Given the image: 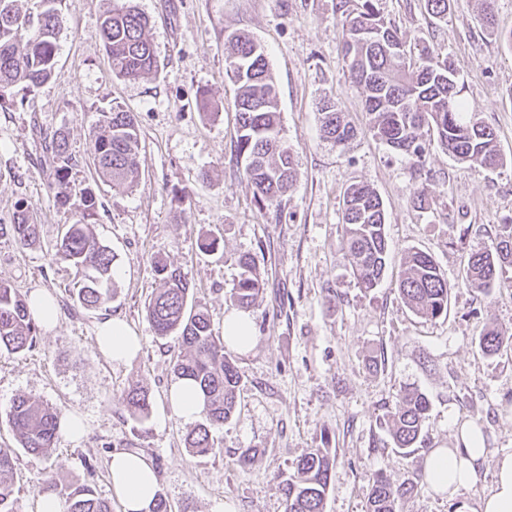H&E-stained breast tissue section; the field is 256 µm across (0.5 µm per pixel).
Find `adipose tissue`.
<instances>
[{
    "label": "adipose tissue",
    "mask_w": 512,
    "mask_h": 512,
    "mask_svg": "<svg viewBox=\"0 0 512 512\" xmlns=\"http://www.w3.org/2000/svg\"><path fill=\"white\" fill-rule=\"evenodd\" d=\"M102 354L112 363L122 364L141 347V339L123 320L103 321L96 332ZM461 443L452 448L432 449L425 458L426 480L438 493L458 497L481 480L486 462L494 464V483L476 505L461 504L457 512H512V452L489 457L476 425L463 426ZM112 491L122 502L124 512H151L158 493L159 479L153 465L129 451L113 452L110 461Z\"/></svg>",
    "instance_id": "obj_1"
}]
</instances>
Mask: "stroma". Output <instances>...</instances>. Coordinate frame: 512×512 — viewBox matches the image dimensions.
Returning <instances> with one entry per match:
<instances>
[{
  "instance_id": "stroma-1",
  "label": "stroma",
  "mask_w": 512,
  "mask_h": 512,
  "mask_svg": "<svg viewBox=\"0 0 512 512\" xmlns=\"http://www.w3.org/2000/svg\"><path fill=\"white\" fill-rule=\"evenodd\" d=\"M134 3L149 20L157 73L114 78L100 31L110 0H63L54 75L0 105V224L25 204L40 226L31 246L0 239V281L25 296L43 289L59 310L56 327L40 330L32 350L0 356V448L16 453L21 512H37L38 487L50 477L90 485L112 512H123L109 461L114 450L130 448L153 461L172 512H284L282 484L294 463L323 446L337 457L324 512H365L381 469L409 489L397 512H455L447 495L421 480L424 453H398L382 419L400 388L414 387L431 402L427 447H451L462 425L474 423L490 455L512 452V351L485 357L477 350L486 324L512 329V295L474 291L463 273L468 252L492 248L488 229L512 224V47L504 39L512 0H496L492 30L479 21L481 0H451L444 21L427 13L424 0L380 4L408 45L425 43L454 60L466 81L464 100L497 135L503 163L493 171L458 163L435 146L418 164L373 135L344 58L337 0ZM239 31L267 50L283 135L298 161L297 181L272 206L256 201L235 148L234 86L224 58L227 36ZM202 91L217 113L198 109ZM328 99L355 128L340 146L322 137L320 106ZM115 105L132 112L140 129L141 178L131 187L98 180L93 166V131ZM58 131L72 156L70 185L94 191L91 229L115 256L117 292L92 311L75 305L74 271L55 257L66 225L79 218L53 191L49 140ZM355 182L381 197L391 250L383 280L369 292L344 257L343 194ZM420 190L421 209L413 203ZM209 236L219 239L218 250L201 249ZM412 250L431 254L447 277V317L420 318L399 298L401 262ZM243 254L254 257L264 287L248 310L255 342L233 353L240 411L217 432V453L197 456L184 445L194 423L176 415L168 398L181 340L156 337L145 314L158 286L152 260L181 268L220 336ZM109 317L124 319L141 338L129 363L112 364L98 351L96 328ZM133 386L151 393L141 423L124 407ZM24 393L82 420V437L58 438L50 457L28 455L7 418ZM246 448L258 454L243 467Z\"/></svg>"
}]
</instances>
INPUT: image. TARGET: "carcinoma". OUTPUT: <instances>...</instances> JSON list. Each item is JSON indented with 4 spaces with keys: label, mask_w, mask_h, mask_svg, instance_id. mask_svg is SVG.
<instances>
[{
    "label": "carcinoma",
    "mask_w": 512,
    "mask_h": 512,
    "mask_svg": "<svg viewBox=\"0 0 512 512\" xmlns=\"http://www.w3.org/2000/svg\"><path fill=\"white\" fill-rule=\"evenodd\" d=\"M17 0H0V100L12 88L29 89L48 80L56 65L58 34L64 24L62 0H38L35 13L21 12ZM378 0H339L343 49L350 77L362 91L364 109L374 135L396 152L424 159L435 144L455 160L478 163L487 169L502 164L494 130L462 97L464 81L448 57L427 46L407 57L405 42L395 24L385 20ZM147 18L128 3L112 5L101 23V34L112 75L136 80L158 72V60L146 35ZM230 51L226 73L235 87L236 152L244 162V175L262 203L273 205L296 181L298 163L293 148L282 135L275 79L261 43L245 33L227 36ZM321 129L336 145L354 136L336 103L321 107ZM93 164L98 178L114 187L133 185L139 178L137 154L139 129L134 115L119 106L103 114L94 134ZM56 160L55 197L71 204L82 217L93 215L94 192L84 189L72 197L67 173L71 163L67 137H51ZM345 254L361 288L370 291L383 278L390 256L386 213L380 196L363 183L351 184L342 209ZM0 238L30 246L38 238V224L30 208L20 205L9 224H0ZM56 255L76 270L71 294L85 309H97L111 300V272L115 256L94 236L85 222L69 224ZM240 274L229 297L232 305L248 309L257 299L262 279L252 257L239 258ZM512 225L494 228V246L470 253L463 266L470 287L484 292L496 286L512 291ZM153 269L161 286L145 304V313L161 338L177 331L181 348L174 371L191 379L204 399L199 422L185 437V447L198 456L216 452L214 434L237 411L236 389L241 379L232 356L224 352V340L211 329L207 313L189 303L192 288L179 268L158 259ZM397 291L416 315L430 319L448 316V278L432 255L414 250L402 261ZM38 325L28 300L10 284L0 281V355L20 354L37 342ZM512 336L497 324L485 327L478 351L497 355ZM132 420L142 422L150 414L148 391L129 390L123 398ZM430 408L427 396L406 388L396 397L388 423L395 447L402 454L417 451L422 424ZM9 424L21 447L31 456L44 457L55 448L60 411L29 395L15 397L8 413ZM15 452L0 448V512H18L14 491ZM336 455L330 448H314L300 458L284 488L285 512H323L324 500L333 486ZM38 493H53L63 512H112L111 505L95 495L87 484L62 486L46 481ZM406 490L394 486L383 471L375 475L366 512H396Z\"/></svg>",
    "instance_id": "1"
}]
</instances>
